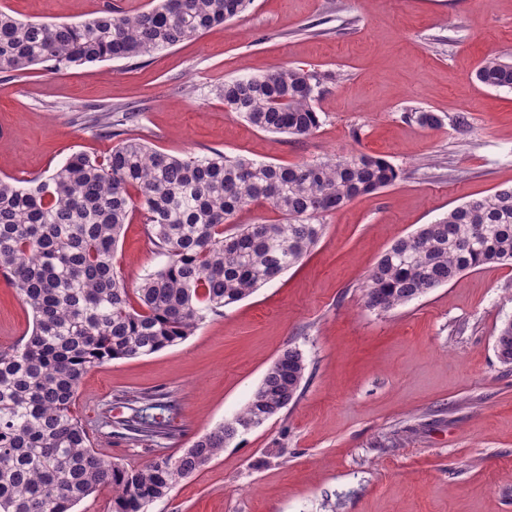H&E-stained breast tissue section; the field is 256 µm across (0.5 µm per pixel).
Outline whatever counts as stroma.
I'll use <instances>...</instances> for the list:
<instances>
[{
	"instance_id": "1",
	"label": "stroma",
	"mask_w": 512,
	"mask_h": 512,
	"mask_svg": "<svg viewBox=\"0 0 512 512\" xmlns=\"http://www.w3.org/2000/svg\"><path fill=\"white\" fill-rule=\"evenodd\" d=\"M105 2L0 0V9L78 23ZM489 55L512 57V0H251L240 17L149 57L0 73V177H44L72 153L108 155L122 137L174 156L280 165L366 153L400 173L326 215L302 263L183 342L84 376L73 410L95 450L140 468L230 420L284 350L305 357L295 403L148 512H512V367L495 351L512 318V266L466 271L387 312L366 296L394 241L512 185V90L474 77ZM291 68L328 77L320 125L305 137L259 131L215 93ZM102 106L135 108L137 121L105 135ZM415 111L438 113L442 126L420 127ZM160 262L133 216L116 269L133 286ZM32 327L30 306L0 275V349ZM154 392L174 405V439L133 442L102 428L104 413L122 415L121 398Z\"/></svg>"
}]
</instances>
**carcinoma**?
<instances>
[{
	"label": "carcinoma",
	"mask_w": 512,
	"mask_h": 512,
	"mask_svg": "<svg viewBox=\"0 0 512 512\" xmlns=\"http://www.w3.org/2000/svg\"><path fill=\"white\" fill-rule=\"evenodd\" d=\"M249 4L159 0L134 16L108 7L78 24L21 21L0 9V72L151 56L198 39ZM326 78L334 76L272 70L226 81L216 94L260 131L303 137L319 126L316 93ZM475 78L512 89V60L488 57ZM397 178L389 161L369 154L283 166L218 151L173 156L138 138L121 140L103 159L74 153L26 185L0 178V273L33 312L26 341L0 350V512H71L101 488L112 490L111 512H144L238 434L288 408L306 371L296 348L278 356L232 419L181 455L159 453L140 469L100 457L72 411L88 370L185 340L208 315L300 263L323 235V215ZM258 202L270 203L283 221L234 223ZM136 211L163 262L132 288L112 259ZM487 264L512 265V186L396 240L368 276V305L389 311ZM495 347L500 362L512 365V319L499 328ZM124 405L128 416L109 421L116 436H174L168 418L146 414L168 409L157 396L128 397Z\"/></svg>",
	"instance_id": "cac0c4a2"
}]
</instances>
